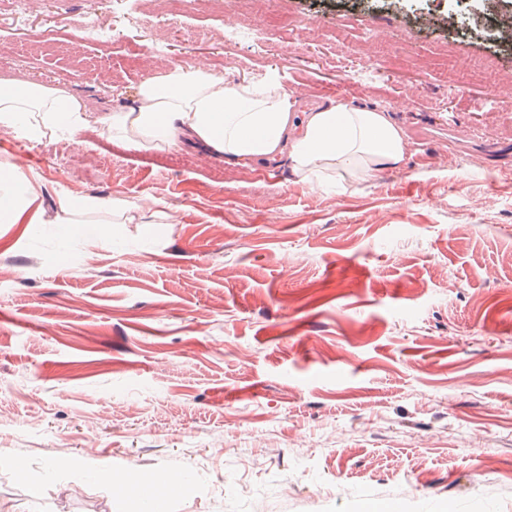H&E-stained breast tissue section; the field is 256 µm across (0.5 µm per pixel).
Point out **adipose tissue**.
<instances>
[{"label":"adipose tissue","mask_w":512,"mask_h":512,"mask_svg":"<svg viewBox=\"0 0 512 512\" xmlns=\"http://www.w3.org/2000/svg\"><path fill=\"white\" fill-rule=\"evenodd\" d=\"M86 106L69 91L36 83L0 81V126L28 140L44 133L76 141L87 127ZM108 140L142 149L170 148L199 139L231 164L287 156L301 182L330 188L335 174L371 175L400 167L407 142L388 112L341 102L305 107L277 76L225 83L208 70L169 69L144 82L138 105L101 119ZM16 166L0 164V223H42L32 187H19Z\"/></svg>","instance_id":"1"}]
</instances>
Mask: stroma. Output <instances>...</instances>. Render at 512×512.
<instances>
[{
  "label": "stroma",
  "instance_id": "obj_1",
  "mask_svg": "<svg viewBox=\"0 0 512 512\" xmlns=\"http://www.w3.org/2000/svg\"><path fill=\"white\" fill-rule=\"evenodd\" d=\"M137 3L0 0L20 80L91 118L0 141L44 211L0 224V512H142L106 467L177 475L168 512H512V0ZM175 66L385 107L407 156L325 191L107 141ZM65 195L132 209L64 226Z\"/></svg>",
  "mask_w": 512,
  "mask_h": 512
}]
</instances>
